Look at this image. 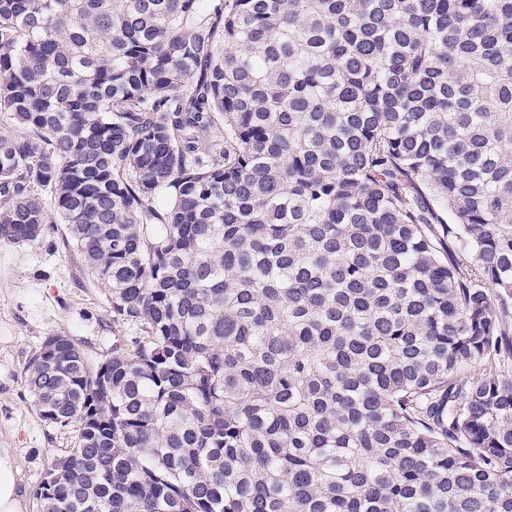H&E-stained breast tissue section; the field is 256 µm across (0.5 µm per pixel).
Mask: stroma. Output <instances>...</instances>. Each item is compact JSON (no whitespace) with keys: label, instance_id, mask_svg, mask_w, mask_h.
<instances>
[{"label":"stroma","instance_id":"stroma-1","mask_svg":"<svg viewBox=\"0 0 512 512\" xmlns=\"http://www.w3.org/2000/svg\"><path fill=\"white\" fill-rule=\"evenodd\" d=\"M65 225L23 246L0 243V448L18 458L21 479L35 491L50 462L74 444L71 431L49 426L35 408L23 369L46 337L67 333L103 353L114 341L105 326L103 288L64 248Z\"/></svg>","mask_w":512,"mask_h":512}]
</instances>
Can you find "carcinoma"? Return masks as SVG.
Masks as SVG:
<instances>
[{"instance_id":"obj_1","label":"carcinoma","mask_w":512,"mask_h":512,"mask_svg":"<svg viewBox=\"0 0 512 512\" xmlns=\"http://www.w3.org/2000/svg\"><path fill=\"white\" fill-rule=\"evenodd\" d=\"M1 112L133 332L26 364L40 512H512V0H0Z\"/></svg>"}]
</instances>
